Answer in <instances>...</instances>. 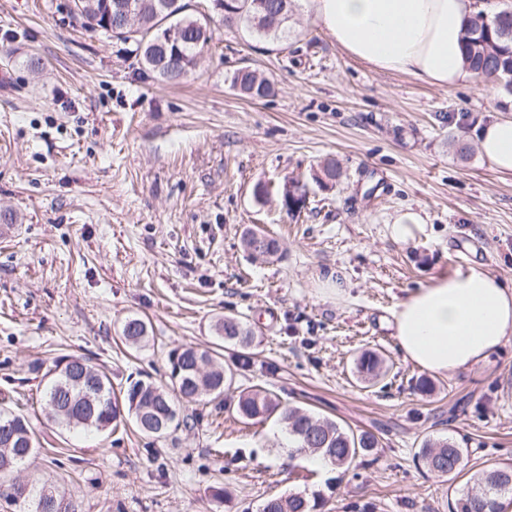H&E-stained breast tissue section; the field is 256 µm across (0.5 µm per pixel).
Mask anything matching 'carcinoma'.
<instances>
[{
  "instance_id": "obj_1",
  "label": "carcinoma",
  "mask_w": 512,
  "mask_h": 512,
  "mask_svg": "<svg viewBox=\"0 0 512 512\" xmlns=\"http://www.w3.org/2000/svg\"><path fill=\"white\" fill-rule=\"evenodd\" d=\"M267 10L258 0H212L219 20L224 12L235 15L234 27L276 43L288 41L291 32L294 0H265ZM129 9L131 24L116 29L112 12L117 5ZM73 12L84 25L103 35L112 36L129 45L142 67L162 81L178 84L198 64L204 48L212 40L210 19L187 14L184 0H73ZM181 31L177 44L169 45L165 35L172 29ZM464 62L478 83H492L512 95V8L505 7L489 15L477 12L465 24ZM242 95L261 100L273 91L270 80L257 71L232 79ZM246 250L253 256L271 258L279 251L278 241L260 229H249L243 235ZM218 338L237 349L236 358L246 364L256 334L243 321L227 316L215 325ZM148 323L140 317L127 318L121 337L133 348L148 342ZM215 353L192 345L174 349L169 354L170 383L157 384L139 379L120 393H115L109 374L97 368L86 357L64 356L53 362L44 374L46 407L50 421L58 427L94 429L106 432L125 419L136 431L148 438L161 439L170 429L188 425L179 416L175 399L193 402L202 396L219 400L224 388L235 378L232 369L214 363ZM384 360L368 351L356 360L359 376H382ZM235 411L246 421L274 417L285 426L296 452L320 457L335 468L348 471L375 460L378 437L370 432L345 429L335 421L288 407L263 389L240 393ZM38 451L35 434L23 415L0 411V478L8 476ZM416 456L428 471L438 477L458 474L466 468L464 449L449 437L427 436ZM473 487L451 503L450 512H496L497 500L512 495V466H492L474 473ZM28 492L31 512H56L52 499L64 493L50 489L52 498ZM327 501L319 494L308 498L303 494L275 496L266 500L262 512H324Z\"/></svg>"
}]
</instances>
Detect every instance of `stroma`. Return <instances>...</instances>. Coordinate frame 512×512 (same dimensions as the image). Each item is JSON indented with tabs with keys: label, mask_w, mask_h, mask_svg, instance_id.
<instances>
[{
	"label": "stroma",
	"mask_w": 512,
	"mask_h": 512,
	"mask_svg": "<svg viewBox=\"0 0 512 512\" xmlns=\"http://www.w3.org/2000/svg\"><path fill=\"white\" fill-rule=\"evenodd\" d=\"M70 5L0 0V409L25 414L39 441L13 479L54 485L78 512H261L293 493L324 495L329 512H449L468 477L428 473L415 458L426 436L453 438L474 471L512 464V338L423 395L391 327L399 301L463 265L512 287V173L475 149L482 124L512 117V96L375 71L308 0H295L284 46L215 25L171 85ZM243 65L271 96L232 87ZM453 135L472 144L469 159ZM327 158L343 176L324 190L310 178ZM291 177L310 183L296 219L278 196L253 195ZM405 212L425 225L408 242L390 232ZM256 227L279 243L272 260L242 244ZM227 315L255 328L251 360L223 401L181 404L188 426L153 440L48 421L39 364L82 355L114 388L160 382L172 350L215 348ZM131 316L150 323L139 349L120 338ZM373 349L386 375L357 380L356 358ZM251 386L375 433L376 461L343 475L292 456L281 426L236 415Z\"/></svg>",
	"instance_id": "1"
}]
</instances>
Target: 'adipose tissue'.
<instances>
[{
    "label": "adipose tissue",
    "instance_id": "obj_1",
    "mask_svg": "<svg viewBox=\"0 0 512 512\" xmlns=\"http://www.w3.org/2000/svg\"><path fill=\"white\" fill-rule=\"evenodd\" d=\"M309 2L336 44L374 70L451 88L472 77L463 61L462 34L475 0ZM477 141L490 168L512 172V119L484 125ZM392 327L404 360L422 371L476 367L512 337V289L484 266H473L401 300Z\"/></svg>",
    "mask_w": 512,
    "mask_h": 512
}]
</instances>
